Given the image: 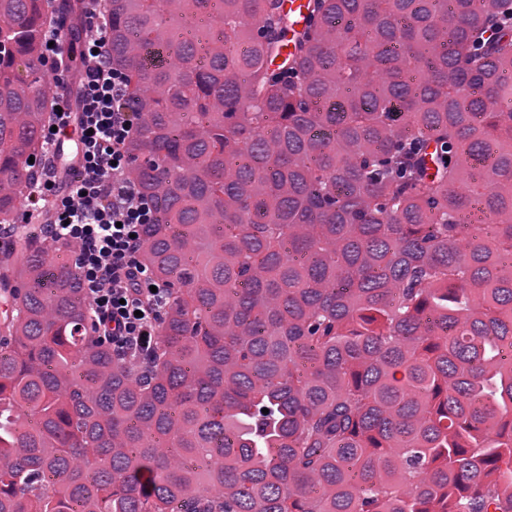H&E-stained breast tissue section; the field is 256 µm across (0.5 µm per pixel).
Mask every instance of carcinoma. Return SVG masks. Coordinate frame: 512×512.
Wrapping results in <instances>:
<instances>
[{
	"mask_svg": "<svg viewBox=\"0 0 512 512\" xmlns=\"http://www.w3.org/2000/svg\"><path fill=\"white\" fill-rule=\"evenodd\" d=\"M101 10L170 299L154 353L117 355L15 225L0 512H512V0H311L291 37L283 0ZM67 21L0 0L1 224Z\"/></svg>",
	"mask_w": 512,
	"mask_h": 512,
	"instance_id": "obj_1",
	"label": "carcinoma"
}]
</instances>
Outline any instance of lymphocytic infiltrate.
<instances>
[{
    "label": "lymphocytic infiltrate",
    "mask_w": 512,
    "mask_h": 512,
    "mask_svg": "<svg viewBox=\"0 0 512 512\" xmlns=\"http://www.w3.org/2000/svg\"><path fill=\"white\" fill-rule=\"evenodd\" d=\"M99 3L86 0L91 23L81 40L65 42L55 28L45 36L42 59L51 70L70 64L80 70L79 162L68 189L43 179L24 206L31 212L51 206L39 234L70 248L99 340L113 352L146 356L168 290L155 287L140 260L142 227L154 222L155 211L127 174L125 145L141 115L130 106L124 75L112 67Z\"/></svg>",
    "instance_id": "lymphocytic-infiltrate-1"
}]
</instances>
